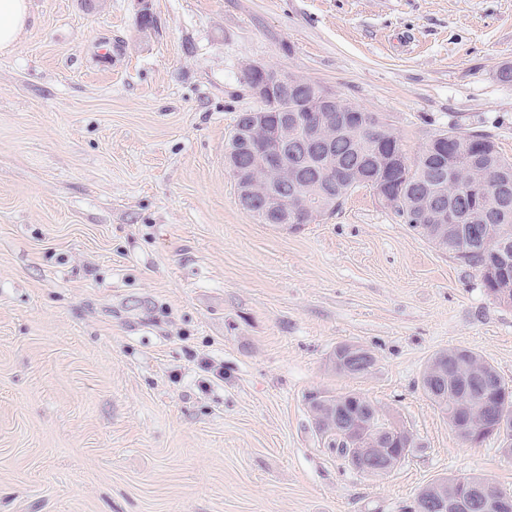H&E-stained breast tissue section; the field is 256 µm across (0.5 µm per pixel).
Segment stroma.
<instances>
[{
	"label": "stroma",
	"mask_w": 512,
	"mask_h": 512,
	"mask_svg": "<svg viewBox=\"0 0 512 512\" xmlns=\"http://www.w3.org/2000/svg\"><path fill=\"white\" fill-rule=\"evenodd\" d=\"M28 7L0 52V512H405L475 475L512 492L499 440L466 444L421 388L453 347L512 385V306L370 188L292 231L242 209L224 165L261 106L253 64L382 115L408 159L454 126L512 159V0ZM342 343L375 354L368 375L331 370ZM317 390L390 411L405 459L355 471L314 427Z\"/></svg>",
	"instance_id": "35a3bbf8"
}]
</instances>
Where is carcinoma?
I'll return each instance as SVG.
<instances>
[{"label": "carcinoma", "instance_id": "carcinoma-1", "mask_svg": "<svg viewBox=\"0 0 512 512\" xmlns=\"http://www.w3.org/2000/svg\"><path fill=\"white\" fill-rule=\"evenodd\" d=\"M319 89L318 84L299 77L291 97L265 101L261 110L266 112L270 122L277 121L283 112L305 113L316 108V91ZM339 111L358 113L353 119L358 130H336V141L330 152L312 149L298 162L293 155H288V162L296 163L297 178H288L287 189L298 184L308 213L316 218L325 215L332 207L333 201L324 193V184L336 176L333 170L336 165L345 167L348 172V180L336 185L338 203L359 185L376 192L387 181L408 197L418 192L447 198L453 191L474 186L481 180L487 183L501 180L512 192V160L503 157L490 137L480 131L456 128L443 131L435 152L422 153L412 164L397 167L392 158L403 152L402 144L384 118L342 98L339 99ZM259 144L260 133L255 131L246 140L231 138V142L225 144V151L234 153L241 161H248ZM485 210L481 222L474 224L464 216L444 234L436 232L433 224L418 223L408 209H399L397 213L436 248L447 252L459 263L475 268L482 286L489 290L491 284L485 275L487 261L483 257V237L490 231L512 243V214L501 215L499 203L493 197L485 200ZM430 363L448 366V385L439 393L433 392L424 372L422 389L449 426L458 432V437L470 444H480L495 436L500 439L503 451H512V391L495 367L476 352L462 347L438 352ZM481 386L485 387L482 401L467 403L465 395ZM327 397L338 411L356 412L364 401L363 396L355 392L329 393ZM377 422L396 432L395 446L386 450V457L400 462L411 448L413 439L405 435L404 427L385 413L379 415Z\"/></svg>", "mask_w": 512, "mask_h": 512}]
</instances>
